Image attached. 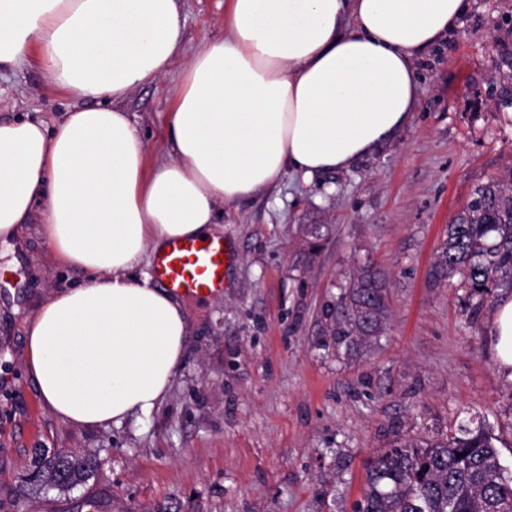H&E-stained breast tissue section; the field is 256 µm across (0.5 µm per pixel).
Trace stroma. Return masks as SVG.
I'll use <instances>...</instances> for the list:
<instances>
[{
	"label": "stroma",
	"mask_w": 512,
	"mask_h": 512,
	"mask_svg": "<svg viewBox=\"0 0 512 512\" xmlns=\"http://www.w3.org/2000/svg\"><path fill=\"white\" fill-rule=\"evenodd\" d=\"M225 0H181L185 41L161 80L124 108L167 156L163 119L203 42L224 30ZM512 0H471L461 26L416 64L411 122L347 171L273 187L221 206L235 260L221 294L186 299L193 332L173 388L150 417L118 426L60 422L24 369L26 321L57 290L84 284L60 265L32 218L0 246V512H354L365 463L404 440H441L485 417L512 466V378L487 330L506 289L481 300L459 278L428 273L448 226L477 185L512 169V118L490 91ZM76 104L37 60L0 69V120L51 125ZM325 224L313 258L309 225ZM385 267L391 315L360 356L324 343L323 309L364 265ZM96 454L95 477L34 495L20 478L32 449Z\"/></svg>",
	"instance_id": "stroma-1"
}]
</instances>
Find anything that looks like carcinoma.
Segmentation results:
<instances>
[{
	"label": "carcinoma",
	"instance_id": "1",
	"mask_svg": "<svg viewBox=\"0 0 512 512\" xmlns=\"http://www.w3.org/2000/svg\"><path fill=\"white\" fill-rule=\"evenodd\" d=\"M501 108L512 107V47L500 50ZM461 275L469 296L512 288V170L478 186L448 225L429 278L437 284ZM388 277L363 266L324 308L325 335L346 350L362 351L384 334L389 314ZM497 437L481 421L461 423L441 442H407L372 458L358 512H512V469L501 463ZM462 457H457V454ZM98 468L89 453L34 450L25 483L69 491Z\"/></svg>",
	"mask_w": 512,
	"mask_h": 512
}]
</instances>
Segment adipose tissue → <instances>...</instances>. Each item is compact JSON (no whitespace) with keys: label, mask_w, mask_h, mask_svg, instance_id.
Segmentation results:
<instances>
[{"label":"adipose tissue","mask_w":512,"mask_h":512,"mask_svg":"<svg viewBox=\"0 0 512 512\" xmlns=\"http://www.w3.org/2000/svg\"><path fill=\"white\" fill-rule=\"evenodd\" d=\"M470 0H225L224 33L185 68L167 158L122 104L185 40L179 0H0V66L37 56L80 99L46 126L0 122V241L33 214L55 259L89 275L27 324L26 372L61 422L120 424L169 395L189 341L178 297L137 265L175 238L217 236L218 208L284 175L350 169L415 112V63ZM490 343L512 377V297Z\"/></svg>","instance_id":"1"}]
</instances>
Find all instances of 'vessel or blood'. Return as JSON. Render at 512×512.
<instances>
[{
	"label": "vessel or blood",
	"mask_w": 512,
	"mask_h": 512,
	"mask_svg": "<svg viewBox=\"0 0 512 512\" xmlns=\"http://www.w3.org/2000/svg\"><path fill=\"white\" fill-rule=\"evenodd\" d=\"M233 262L234 254L223 237L206 242L178 238L156 254L153 274L175 296L206 298L223 291L225 273Z\"/></svg>",
	"instance_id": "1"
}]
</instances>
